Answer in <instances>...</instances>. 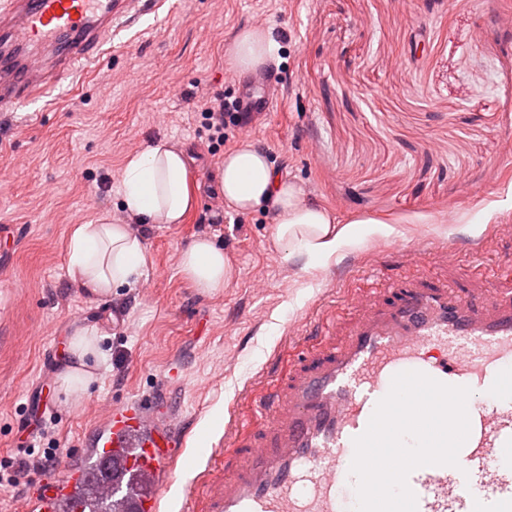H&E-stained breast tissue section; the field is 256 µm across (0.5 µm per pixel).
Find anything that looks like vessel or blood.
Listing matches in <instances>:
<instances>
[{"mask_svg": "<svg viewBox=\"0 0 512 512\" xmlns=\"http://www.w3.org/2000/svg\"><path fill=\"white\" fill-rule=\"evenodd\" d=\"M165 0H0V112L96 62L117 23L158 12ZM415 267L429 254L454 262L447 244L412 243ZM337 337L320 336L281 379L247 394V425L230 420L232 442L211 448L180 512H352L354 438L367 428L393 377L419 371L466 386L470 434L458 466H425L408 484L417 512H512V403L481 390L512 368V277H490L479 301L447 279L419 275L354 300ZM179 430L134 399L110 410L92 440V464L74 485L35 492V512H88L123 490L124 512H157L160 479L182 453Z\"/></svg>", "mask_w": 512, "mask_h": 512, "instance_id": "1", "label": "vessel or blood"}]
</instances>
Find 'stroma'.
Segmentation results:
<instances>
[{"mask_svg":"<svg viewBox=\"0 0 512 512\" xmlns=\"http://www.w3.org/2000/svg\"><path fill=\"white\" fill-rule=\"evenodd\" d=\"M253 26L275 44L272 108L209 142L185 93L232 99L257 85L259 72L224 59ZM159 141L184 152L197 203L183 223L144 227L136 288L88 296L69 279V231L102 213L125 220L126 159ZM244 141L340 223L373 218L405 241L452 243L456 266L433 258L430 272L469 288L476 270L512 267V234L484 221L512 220V0H167L97 63L0 113V461L32 442L58 457L47 475L21 476L23 497L0 488V512H21L42 480H61L103 410L138 398L185 436L159 508L179 512L204 449L223 443L239 395L278 376L280 350L304 351L351 289L410 273L406 253L366 241L318 269L284 262L270 245L274 213H237L217 188L225 154ZM202 236L233 270L212 293L178 266ZM92 326L111 365L76 402L60 377L69 339Z\"/></svg>","mask_w":512,"mask_h":512,"instance_id":"1","label":"stroma"}]
</instances>
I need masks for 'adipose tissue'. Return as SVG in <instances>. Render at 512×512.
Listing matches in <instances>:
<instances>
[{"mask_svg":"<svg viewBox=\"0 0 512 512\" xmlns=\"http://www.w3.org/2000/svg\"><path fill=\"white\" fill-rule=\"evenodd\" d=\"M274 49L265 30L242 29L227 52L228 65L241 73L253 72L273 59ZM218 181L229 209L246 213L267 206L273 210L271 244L286 260L299 256L316 267L345 245L372 234H391L389 225L373 219L339 223L331 211L309 200L299 184L276 175L265 151L250 141L225 154ZM194 204L187 161L180 151L160 141L130 157L122 173V205L131 221L119 224L104 213L89 223L73 225L67 245L71 281L96 297L135 287L148 263L141 225L181 223ZM179 268L197 288L208 292L223 288L232 276L223 247L208 238L181 252ZM103 340L95 327L70 340L72 365L61 377L66 392L83 394L96 369L109 367L110 354Z\"/></svg>","mask_w":512,"mask_h":512,"instance_id":"1","label":"adipose tissue"}]
</instances>
